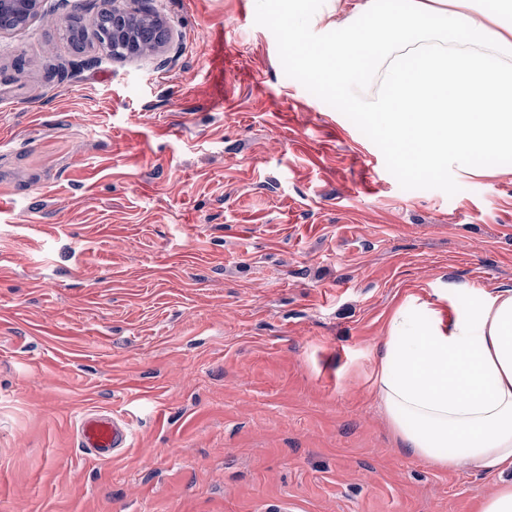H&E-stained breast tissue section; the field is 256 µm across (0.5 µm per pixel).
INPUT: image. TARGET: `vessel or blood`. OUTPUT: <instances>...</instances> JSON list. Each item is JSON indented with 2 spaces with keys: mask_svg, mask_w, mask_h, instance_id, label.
I'll return each mask as SVG.
<instances>
[{
  "mask_svg": "<svg viewBox=\"0 0 512 512\" xmlns=\"http://www.w3.org/2000/svg\"><path fill=\"white\" fill-rule=\"evenodd\" d=\"M78 446L94 460L111 462L133 440L130 422L122 415L102 410L84 413L77 425Z\"/></svg>",
  "mask_w": 512,
  "mask_h": 512,
  "instance_id": "b4317fda",
  "label": "vessel or blood"
}]
</instances>
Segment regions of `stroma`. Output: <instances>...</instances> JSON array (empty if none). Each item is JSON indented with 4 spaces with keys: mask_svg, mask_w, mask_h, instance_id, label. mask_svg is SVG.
Returning <instances> with one entry per match:
<instances>
[{
    "mask_svg": "<svg viewBox=\"0 0 512 512\" xmlns=\"http://www.w3.org/2000/svg\"><path fill=\"white\" fill-rule=\"evenodd\" d=\"M93 2L0 36V512H480L498 477L411 455L374 380L404 303L512 291V154L401 164L296 60L324 0H129L171 40L123 60L64 39ZM78 447L100 463H110L131 446L133 432L130 422L111 411L91 410L84 413L77 425Z\"/></svg>",
    "mask_w": 512,
    "mask_h": 512,
    "instance_id": "35a3bbf8",
    "label": "stroma"
}]
</instances>
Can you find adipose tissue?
I'll list each match as a JSON object with an SVG mask.
<instances>
[{
    "instance_id": "obj_1",
    "label": "adipose tissue",
    "mask_w": 512,
    "mask_h": 512,
    "mask_svg": "<svg viewBox=\"0 0 512 512\" xmlns=\"http://www.w3.org/2000/svg\"><path fill=\"white\" fill-rule=\"evenodd\" d=\"M377 0H330L336 39L296 45L306 67L347 86L358 52L380 30L398 52L379 91L349 98L415 170L473 172V160L512 151V24L410 0L358 24ZM375 385L382 409L414 456L440 469L466 465L502 477L481 512H512V292L477 299L444 322L432 303L392 315Z\"/></svg>"
}]
</instances>
